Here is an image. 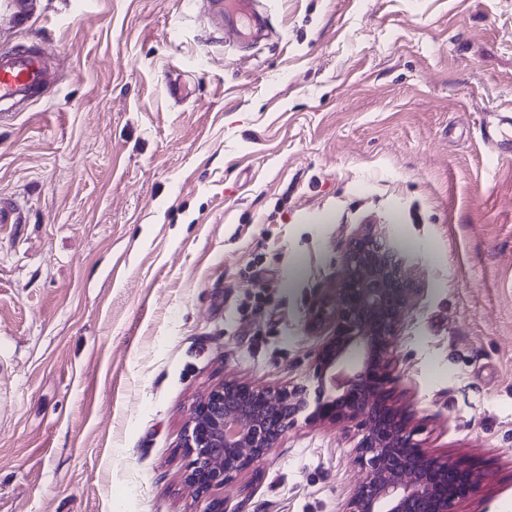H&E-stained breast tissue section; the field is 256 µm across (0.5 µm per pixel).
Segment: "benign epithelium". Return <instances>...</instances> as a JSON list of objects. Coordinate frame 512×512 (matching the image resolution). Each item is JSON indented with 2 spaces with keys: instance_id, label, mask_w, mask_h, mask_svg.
<instances>
[{
  "instance_id": "benign-epithelium-1",
  "label": "benign epithelium",
  "mask_w": 512,
  "mask_h": 512,
  "mask_svg": "<svg viewBox=\"0 0 512 512\" xmlns=\"http://www.w3.org/2000/svg\"><path fill=\"white\" fill-rule=\"evenodd\" d=\"M414 258L372 225L346 245L332 299L312 309L313 327H331L306 383L270 389L228 381L194 406L183 447L185 476L199 494L231 484L278 447L300 416L352 423L360 475L345 512H457L481 476L465 461L424 451L408 418L391 404L393 353L418 285Z\"/></svg>"
}]
</instances>
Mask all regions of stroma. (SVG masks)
Segmentation results:
<instances>
[{"instance_id": "1", "label": "stroma", "mask_w": 512, "mask_h": 512, "mask_svg": "<svg viewBox=\"0 0 512 512\" xmlns=\"http://www.w3.org/2000/svg\"><path fill=\"white\" fill-rule=\"evenodd\" d=\"M0 0L53 87L0 120V512H345L352 424L298 421L197 494L182 446L227 380L303 381L347 243L376 221L420 292L395 407L512 512V0Z\"/></svg>"}]
</instances>
